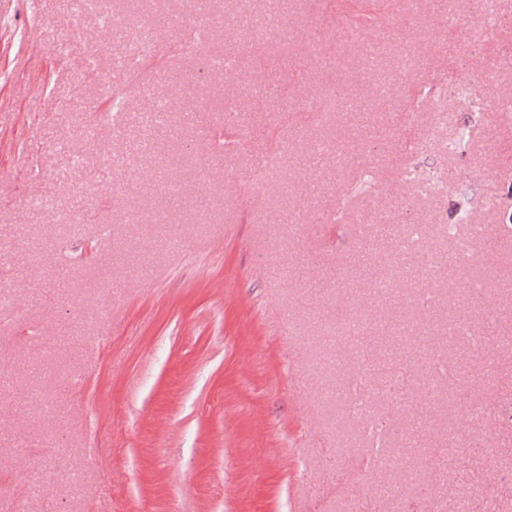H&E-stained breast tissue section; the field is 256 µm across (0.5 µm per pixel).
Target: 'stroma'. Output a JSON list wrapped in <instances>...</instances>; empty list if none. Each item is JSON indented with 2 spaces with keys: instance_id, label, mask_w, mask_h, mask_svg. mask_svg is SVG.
<instances>
[{
  "instance_id": "stroma-1",
  "label": "stroma",
  "mask_w": 512,
  "mask_h": 512,
  "mask_svg": "<svg viewBox=\"0 0 512 512\" xmlns=\"http://www.w3.org/2000/svg\"><path fill=\"white\" fill-rule=\"evenodd\" d=\"M495 4L485 17L466 0H290L254 51L224 26L238 0H211L202 49L169 31L188 0H110L109 27L82 0H0V454L31 462L0 469V512H454L459 484L476 512H512V422L485 459L482 422L414 360L427 399L373 407L406 467L372 469L319 368L349 353L340 315L374 321L413 296L415 335L476 380L471 404H512V0ZM118 23L157 30L155 64L117 69L133 49ZM230 49L240 65L212 71ZM339 82L361 111L326 125L296 111ZM256 84L285 88L278 111L253 102ZM228 124L237 148L209 152ZM457 126L473 138L452 152ZM144 128L164 157L139 158ZM370 166L375 188L349 197ZM465 198L483 252L454 277L428 273L468 238ZM406 225L420 231L412 274L377 302L356 260ZM453 305L483 349L449 342Z\"/></svg>"
}]
</instances>
